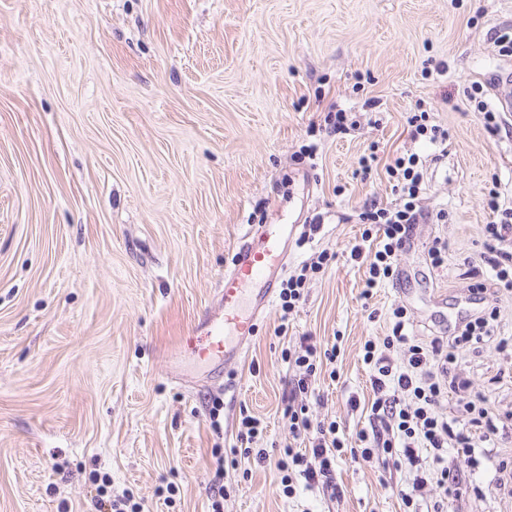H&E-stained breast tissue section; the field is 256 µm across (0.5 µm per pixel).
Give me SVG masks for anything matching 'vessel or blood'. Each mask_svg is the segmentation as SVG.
Here are the masks:
<instances>
[{"label": "vessel or blood", "mask_w": 512, "mask_h": 512, "mask_svg": "<svg viewBox=\"0 0 512 512\" xmlns=\"http://www.w3.org/2000/svg\"><path fill=\"white\" fill-rule=\"evenodd\" d=\"M492 94L498 111L512 112L511 69L494 74ZM295 232L292 224H263L242 237L224 273L218 312L206 314L196 327L206 343L192 347L191 362L216 374L243 356L245 343L256 333L259 315L274 302Z\"/></svg>", "instance_id": "vessel-or-blood-1"}]
</instances>
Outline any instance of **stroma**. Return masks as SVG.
<instances>
[{
    "mask_svg": "<svg viewBox=\"0 0 512 512\" xmlns=\"http://www.w3.org/2000/svg\"><path fill=\"white\" fill-rule=\"evenodd\" d=\"M504 26L512 0H0V512H97L104 476L144 512H212L218 485L223 512H400L403 473L347 455L336 502L216 458L236 446L244 407L265 426L258 447L287 442L281 352L299 336L339 345L309 406L352 436L368 421L348 399L372 395L362 346L387 334L392 307L424 342L459 310L480 312L460 268L482 250L488 187L512 205V113L490 136L465 90L512 67L490 40ZM420 100L449 129L444 152L408 135ZM336 108L347 133L322 128ZM373 143L384 158H427L423 206L448 221L416 225L401 279L367 298L350 258L358 215L395 202L383 175L356 173ZM318 215L286 272L321 251L336 259L287 335L272 306L220 377L176 382L171 358L215 310L246 230ZM437 237L440 271L427 255ZM458 367L506 430L494 459L449 452L466 488L448 512H512L499 470L512 462V356L489 341Z\"/></svg>",
    "mask_w": 512,
    "mask_h": 512,
    "instance_id": "35a3bbf8",
    "label": "stroma"
}]
</instances>
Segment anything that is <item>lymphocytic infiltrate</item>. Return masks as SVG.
<instances>
[{
	"label": "lymphocytic infiltrate",
	"mask_w": 512,
	"mask_h": 512,
	"mask_svg": "<svg viewBox=\"0 0 512 512\" xmlns=\"http://www.w3.org/2000/svg\"><path fill=\"white\" fill-rule=\"evenodd\" d=\"M387 181L397 201L391 206L371 202L358 215L363 224L360 244L350 250L352 260L366 263L367 289H374L398 274V259L410 244L414 225L436 220L446 221L447 212L423 209L426 189L424 164L418 154L398 153L383 164ZM485 204L492 214L482 230L483 250L477 259L466 262L465 276L476 294H484L485 274H492L498 290L512 293V206L501 204L496 190H489ZM376 241L375 249L365 244ZM331 254L320 252L304 262L298 273L284 281L279 293L281 318L289 320L304 297L308 282L325 272ZM499 310L488 301L480 315L456 326L453 335L436 336L429 342L410 334L405 307L391 312L389 334L380 340L369 339L363 345V362L370 371L373 396L368 402V428L358 435L357 448H349L338 436L335 423L313 420L308 398L312 384L324 361L336 359L337 348H322L313 337L303 336L295 351H283L282 359L295 368L286 396L284 415L288 420L289 442L278 457L256 447L264 427L260 419L243 415L238 431L240 448L234 456L253 461L260 467L274 465L281 475L285 493H292L295 483L321 488L324 495L337 500L344 490L336 481V460L350 454L355 461L386 472L405 474L400 491L402 512H446L448 500L458 495L464 480L448 461L449 450L467 456L482 454L492 458L498 427L489 416L487 397L471 391L470 381L457 370V355L488 340H495ZM403 350V360H395L396 350ZM456 394L459 406L470 413L468 425L443 410L449 394ZM437 490L436 500H428L429 490Z\"/></svg>",
	"instance_id": "obj_1"
}]
</instances>
